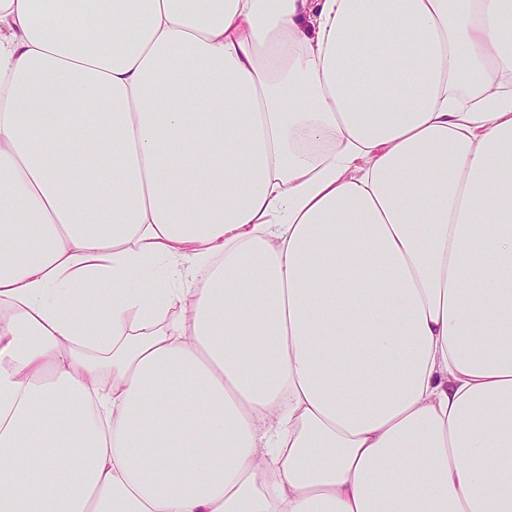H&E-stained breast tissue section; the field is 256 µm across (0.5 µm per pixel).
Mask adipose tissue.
<instances>
[{
  "label": "adipose tissue",
  "mask_w": 512,
  "mask_h": 512,
  "mask_svg": "<svg viewBox=\"0 0 512 512\" xmlns=\"http://www.w3.org/2000/svg\"><path fill=\"white\" fill-rule=\"evenodd\" d=\"M511 159L512 0H0V512H512Z\"/></svg>",
  "instance_id": "ef3b65f1"
}]
</instances>
